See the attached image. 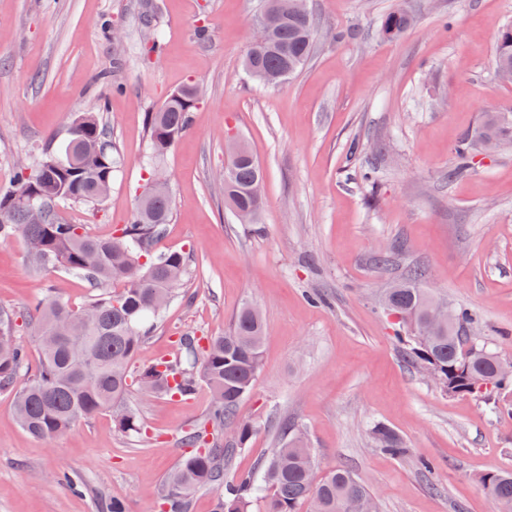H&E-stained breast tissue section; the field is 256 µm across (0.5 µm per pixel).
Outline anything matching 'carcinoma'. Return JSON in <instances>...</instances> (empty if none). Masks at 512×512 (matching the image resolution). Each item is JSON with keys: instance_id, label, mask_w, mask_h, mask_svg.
<instances>
[{"instance_id": "carcinoma-1", "label": "carcinoma", "mask_w": 512, "mask_h": 512, "mask_svg": "<svg viewBox=\"0 0 512 512\" xmlns=\"http://www.w3.org/2000/svg\"><path fill=\"white\" fill-rule=\"evenodd\" d=\"M411 24L407 11L397 9L381 17L379 31L397 39ZM144 26L149 31L145 54L157 57L162 35L147 18ZM314 33L310 10L288 15L272 33L257 35L244 56V71L262 86L267 85L265 73L281 72L285 79L298 73L311 57ZM495 71L512 74L511 25L498 36ZM194 88L184 85L159 109L147 113L151 157L167 152L189 127L198 105ZM506 143H512V113L486 111L474 135L456 151L458 162L449 177L468 169L474 148L494 150ZM227 151L234 177L224 184V199L233 212L248 211L239 223L256 225L263 207L257 194L263 169L232 146ZM49 161L53 165H47ZM117 168L101 118L96 112H85L39 162L18 163L11 189L0 192V241L20 233L31 246L34 265L82 277L93 288L109 281L120 284L118 292L98 294L79 308L60 296L35 302L26 313L38 347V364L32 369L14 313L0 307V391L12 395L21 428L34 437L51 439L81 420L110 411L118 431L135 438L143 434V424L133 410L120 406L131 388L186 400L202 383L212 395L206 417L212 440L198 431L184 436L191 451L166 476L160 509L189 512L197 490L216 487L214 512H248L250 498L259 490L264 492V512H298L304 503L309 512H355L358 501L377 512L374 493L351 471L337 468L317 476L313 450L292 425L281 428L280 441L261 467V479L247 474L232 485L224 484V466L254 431L252 424L238 418L237 409L262 366L266 330L256 307L242 306L223 335L186 333L179 337L173 358L132 369L141 344L181 283L187 256L182 251L156 250L170 223L172 204L166 183L156 179L154 163L139 195L150 198L149 205L137 208L130 222L112 237L94 236L84 225L59 218L58 205L65 201L101 205L105 200L101 187L112 184ZM30 195L40 207L36 215L19 203L4 205L12 196ZM425 277L422 269H411L383 299L386 310L399 317L410 364L432 370L450 395L494 401L511 393L512 362L465 332L479 322L476 314L449 304V322L427 334L421 332L430 318L433 298L429 289L420 287ZM373 434L380 450L398 458L408 455L409 449L388 428L376 426ZM479 483L494 501H512V469L486 472L479 476Z\"/></svg>"}]
</instances>
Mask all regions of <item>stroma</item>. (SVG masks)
Listing matches in <instances>:
<instances>
[{"label":"stroma","mask_w":512,"mask_h":512,"mask_svg":"<svg viewBox=\"0 0 512 512\" xmlns=\"http://www.w3.org/2000/svg\"><path fill=\"white\" fill-rule=\"evenodd\" d=\"M310 3L309 63L266 88L242 68L264 0H0V191L16 159L37 163L80 113L100 112L119 158L110 195L59 210L111 236L147 176L146 114L198 84L204 99L162 160L173 213L159 247L185 252L190 275L135 367L172 357L184 333L223 334L243 304L255 305L266 325L262 368L239 405L254 432L225 481L256 472L288 421L305 429L319 473L349 469L374 490L378 512H497L478 477L512 468V412L448 395L409 366L380 299L423 266L424 287L479 314L482 342L512 361V148L448 176L482 113L512 111V84L494 75L512 0ZM399 7L414 24L385 39L378 21ZM145 14L164 35L157 58L144 55ZM232 132L266 173L255 231L236 223L215 177ZM388 251L393 261L379 265ZM26 254L22 236L0 242V306L22 314L58 294L77 308L91 298L86 282L33 267ZM125 402L141 437L122 435L103 412L41 440L0 393V512H107L115 497L131 512H159L161 483L186 451L182 436L203 425L209 393L202 386L183 401L134 389ZM378 425L404 440L406 458L376 448Z\"/></svg>","instance_id":"1"}]
</instances>
